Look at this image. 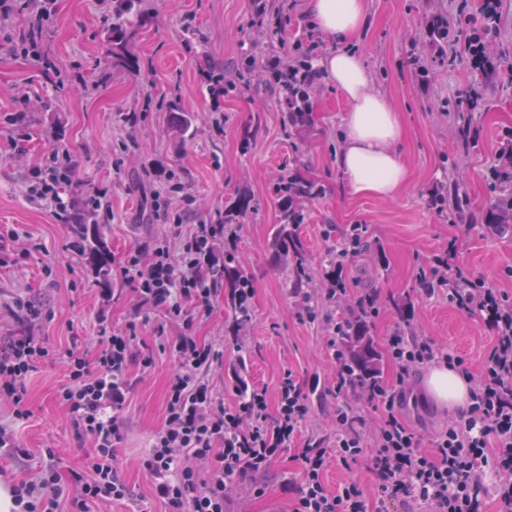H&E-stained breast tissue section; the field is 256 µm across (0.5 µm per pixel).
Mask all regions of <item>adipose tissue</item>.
<instances>
[{
  "label": "adipose tissue",
  "mask_w": 512,
  "mask_h": 512,
  "mask_svg": "<svg viewBox=\"0 0 512 512\" xmlns=\"http://www.w3.org/2000/svg\"><path fill=\"white\" fill-rule=\"evenodd\" d=\"M369 16V0H307L306 4L309 26L331 43L318 67L349 106L336 165L354 194L393 199L410 180L398 148L404 124L389 97L373 89L367 65L354 47ZM469 387L468 378L445 363L431 367L425 378L433 400L454 410L466 407Z\"/></svg>",
  "instance_id": "obj_1"
}]
</instances>
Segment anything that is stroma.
Wrapping results in <instances>:
<instances>
[{"mask_svg":"<svg viewBox=\"0 0 512 512\" xmlns=\"http://www.w3.org/2000/svg\"><path fill=\"white\" fill-rule=\"evenodd\" d=\"M261 0H144L136 39L144 62L141 73L113 70L105 62L106 33L112 15L101 0H57L56 15L44 32L42 49L67 83L47 77L34 58L0 52V120L26 112L32 138L24 159L0 153V251L9 252L13 237L28 248L25 258L0 267V342L38 330L49 344H78L96 355L101 327L134 324L138 350L153 353L156 365L133 371V393L118 413L120 470L132 498L104 506L103 512H143L153 506L151 479L142 463L151 437L164 421L166 392L174 365L162 349L156 328L160 310L140 304L121 268L134 247L152 246L166 237L177 240L174 224L150 218L156 190L152 166L176 168L185 192L195 199L200 217L223 218L239 194H248L253 210L239 227L238 256L254 281L251 321L233 333L223 294L211 299L210 310H193L192 332L205 342L224 344L223 364L208 378L225 401L237 396L234 368L244 366L248 383L275 391L285 372L304 385L317 384L310 401L314 413L303 434L334 439L336 399L330 390L336 374L330 362L332 326L347 316L350 303L368 292L378 295L380 314L371 334L384 345L394 328L405 325L421 336L464 357L474 380L486 372L491 332L476 314L459 310L447 296L426 297L417 276L428 261L455 243L458 261L492 287L512 294V234L494 233L470 217H481L495 195L488 175L508 134L512 133V75L483 74L466 54L448 58L434 45L429 22L448 17L452 40L463 42L478 28L479 0L458 12L459 0H370L371 22L357 43L374 74V88L401 109L405 135L400 145L411 171L406 190L384 200L354 194L336 165L347 105L332 84L315 98L309 127H282L285 103L279 91L246 71L254 56L287 53L319 58L329 41L300 18L304 0H277L285 26L275 38L254 27ZM212 66L224 71L236 87L224 99V131L215 133L209 119L212 100L198 72ZM478 91L482 105L470 114V138L458 133L460 96ZM28 103H21L20 94ZM134 112L136 125L119 122V113ZM183 112L193 118V135L175 144L170 125ZM63 129L61 146L74 162L68 195L83 204L91 188L106 190L109 203L99 222L112 241V295L100 288L70 251V227L56 223L50 209L27 191V169L47 154L48 132ZM298 172L322 192L303 202L299 233L308 254L309 287L325 285L324 256L349 244L351 229H364L366 245L343 275L348 301L319 302L315 319L299 314L292 294L272 258L268 241L279 221L274 184L284 170ZM458 187L468 201L467 217L453 208L437 209V189ZM38 303L41 317L30 318L20 303ZM426 369L412 379V400L401 409L403 419L423 434L439 431L455 412L428 396ZM60 365L46 363L28 382L31 414L16 423L28 456L0 459L7 480H28L46 464L45 449H56L61 474L80 470L89 440L56 400L65 383ZM292 452H285L262 478L244 475L241 485L260 483L261 496L243 500L232 494V512H289L285 484L295 476ZM324 478L330 486L357 482L371 512H403L399 499L383 496L369 457L350 465L329 461Z\"/></svg>","mask_w":512,"mask_h":512,"instance_id":"1","label":"stroma"}]
</instances>
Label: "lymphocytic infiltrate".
Masks as SVG:
<instances>
[{
  "mask_svg": "<svg viewBox=\"0 0 512 512\" xmlns=\"http://www.w3.org/2000/svg\"><path fill=\"white\" fill-rule=\"evenodd\" d=\"M18 9L17 0H0V48L15 55L38 56L37 35L48 27L55 11L35 7L28 29L16 31L9 22ZM479 14L482 34L466 38L464 48L474 68L493 72L500 66L491 40L501 24V0H480ZM253 64L271 73L280 87L289 88L288 111H311V97L322 78L311 60L291 56L271 62L258 57ZM61 166H73L65 148L52 150L33 165L27 191L65 223L71 203L54 175ZM192 204L183 189L168 192L162 219L188 223V231L178 243L165 240L152 251L130 252L122 268L141 302L160 308L167 322L183 325L168 341L175 371L168 386L164 424L153 436L143 462L163 512H228L235 482L244 474L269 470L293 446L298 449L300 480L288 485L294 496L292 512H368L356 483L331 489L324 481L329 458L346 465L366 452L372 456L379 490L399 498L404 512H481L479 493L489 470L496 478L499 512H512L511 296L466 273L456 262L455 249L434 255L429 267L419 273L423 294H444L460 309L478 313L492 333L488 376L471 385L467 409L427 440L400 417L397 408L403 386L414 368L432 361L457 370L464 367L462 357L400 328L386 340L395 382L363 391L368 402L383 412L371 433H363V420L346 398L350 379L335 343L330 356L336 368L335 439L330 444L316 437L303 440L299 433L311 416L310 399L293 374H285L275 393L263 387L246 388L229 404L207 379L208 370L224 353L191 332L192 308L208 305L213 294L200 284V247L220 241L227 250H235L237 230L192 219ZM134 339L131 326L101 334L100 349L92 359L74 346L63 350L50 346L34 333L0 347V401L8 403L14 421L30 414V377L45 363L59 362L69 375L56 398L91 443L82 469L71 474L75 494L65 493L57 457L49 449L41 475L11 486L17 512H95L102 502L130 497L131 489L118 472L116 413L131 397L132 370L154 365L153 355L135 352Z\"/></svg>",
  "mask_w": 512,
  "mask_h": 512,
  "instance_id": "1",
  "label": "lymphocytic infiltrate"
}]
</instances>
